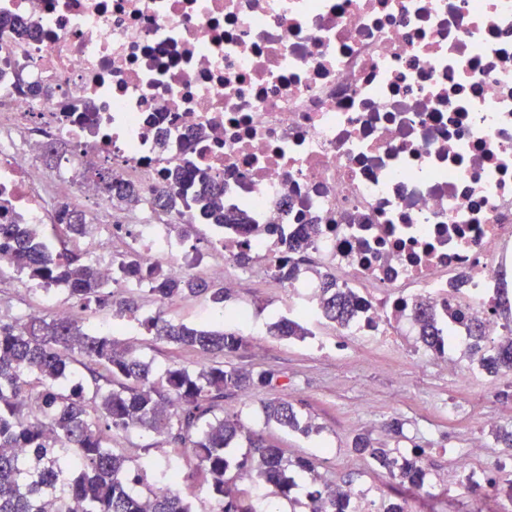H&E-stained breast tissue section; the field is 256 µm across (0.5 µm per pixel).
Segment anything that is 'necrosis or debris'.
I'll return each mask as SVG.
<instances>
[{"instance_id": "1", "label": "necrosis or debris", "mask_w": 512, "mask_h": 512, "mask_svg": "<svg viewBox=\"0 0 512 512\" xmlns=\"http://www.w3.org/2000/svg\"><path fill=\"white\" fill-rule=\"evenodd\" d=\"M0 223L58 224V198L146 266L197 274L170 215L117 211L203 170L246 209L267 279L283 240L360 300L339 336L410 338L427 303L468 349L512 339V0H0ZM67 144L64 165L38 162ZM98 171L95 175H98V179L102 181L107 190L110 191V200L112 207H135L138 206L141 199L138 191L131 185L124 184L122 182H114L112 180V174L108 171Z\"/></svg>"}]
</instances>
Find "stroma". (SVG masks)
Returning <instances> with one entry per match:
<instances>
[{
  "mask_svg": "<svg viewBox=\"0 0 512 512\" xmlns=\"http://www.w3.org/2000/svg\"><path fill=\"white\" fill-rule=\"evenodd\" d=\"M218 268L236 283L227 309L247 313L236 330L247 338L258 332L264 336L262 349L246 347L225 357V365L268 370L276 376L270 387L226 392V412L240 414L248 430L283 448L286 457L311 458L321 481L351 484L372 500L392 499V481L369 456L352 451L354 438L362 433L377 448L404 454L424 449L429 476L424 490L410 495V512H500L507 506V498L463 493L460 485L442 476L455 457L470 451L474 437L487 444L472 462L475 470H482L501 451L495 433L497 427H512V374L477 378L463 386L454 370L440 368L430 354L373 346L359 353L351 342L340 350L319 351L302 341L268 335V325L288 313L287 288L271 279L255 281L245 269L225 265L216 254L208 255L199 276L210 279ZM98 322L111 325L115 338L136 346L157 369L173 363L192 367L204 360L172 343L150 340L138 324L114 322L106 314L99 315ZM276 398L291 401L302 419L318 426V433L306 437L266 422L263 405ZM486 417L497 420V427L483 426ZM394 419L402 422V434L389 431Z\"/></svg>",
  "mask_w": 512,
  "mask_h": 512,
  "instance_id": "obj_1",
  "label": "stroma"
}]
</instances>
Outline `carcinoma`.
Here are the masks:
<instances>
[{"instance_id":"obj_1","label":"carcinoma","mask_w":512,"mask_h":512,"mask_svg":"<svg viewBox=\"0 0 512 512\" xmlns=\"http://www.w3.org/2000/svg\"><path fill=\"white\" fill-rule=\"evenodd\" d=\"M98 179L110 191L113 206L135 207L138 191L112 180L108 171ZM191 200L198 223L224 235L232 226L243 237L251 225L242 214L224 212V198L217 182L205 171L171 173L156 205L173 213V228L184 230L181 202ZM67 219L45 229L37 224L0 223V266L27 278L45 293L62 290L70 301L69 314L15 317L0 320V512H193L181 486L196 480L206 486L218 512H260L254 500L237 486L248 479L275 489L288 499L300 475L310 476L315 494L327 493L325 512H344L336 489L321 482L314 461L291 460L282 449L246 429L239 415H224V393L272 385L267 370H244L224 365L248 345L238 332L212 323H175L160 309L139 325L151 339L199 350L208 363L196 369L172 364L154 373L151 363L121 344L112 333L86 322V317L109 311L115 315L141 309L140 298L119 295V289L139 281L140 290L159 305L175 298L206 295L212 307H222L229 291L193 275L164 276L143 265L132 251L112 255L116 279L102 280L94 264L70 248V235L88 232L93 225L61 205ZM321 281L322 308L326 318L343 323L359 306L354 291L336 282L328 271L312 269ZM299 274V267L284 260L271 269V277L284 284ZM423 348L440 352L452 336L437 325L424 303L415 307ZM268 332L282 339L302 341L312 335L305 323L280 319ZM472 354L479 355L488 374L512 371V342L483 350L485 337L470 330ZM80 363L85 373L73 371ZM267 421L308 436L318 431L301 421L286 399L263 406ZM131 432L153 434L177 450L161 469L164 488L136 492L142 482L143 462L115 447ZM249 451L232 462L226 449L239 438ZM353 449L368 455L388 471L401 489L422 488L426 476L423 454L414 451L396 458L375 448L367 436L353 440Z\"/></svg>"}]
</instances>
